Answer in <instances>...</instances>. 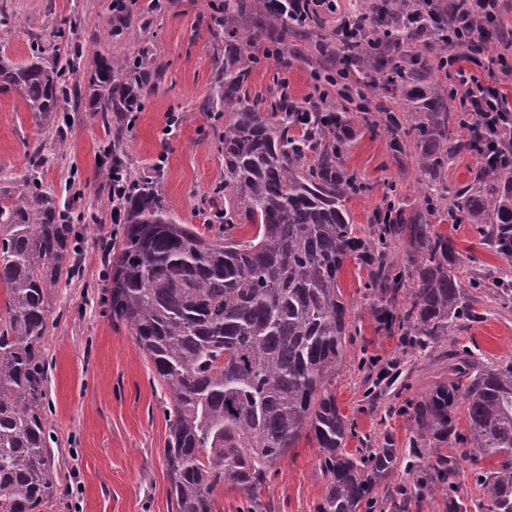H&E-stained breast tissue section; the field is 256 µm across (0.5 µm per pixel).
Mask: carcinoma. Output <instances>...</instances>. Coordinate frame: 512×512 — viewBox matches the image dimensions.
<instances>
[{
	"mask_svg": "<svg viewBox=\"0 0 512 512\" xmlns=\"http://www.w3.org/2000/svg\"><path fill=\"white\" fill-rule=\"evenodd\" d=\"M268 2L281 38L266 54H285L288 34L305 23L289 0ZM385 2L382 15L357 19L352 53L414 93L404 118L366 112L362 129L383 131L400 148L412 146L418 199L392 185L368 227H357L348 202L370 186L345 168L354 140L348 113L325 112L312 100L297 103L286 93L263 112L249 103L244 87L259 58L250 53L255 36L242 31L240 19L250 0H237L214 18L224 34L217 92L224 182L209 194L206 224L221 220L223 232L179 223L165 209L155 178L126 169L124 222L105 246L101 304L112 323L128 329L166 392L165 461L176 512H214L221 488L243 496L244 512H263V490L304 432L314 435L326 481L315 512H409L437 490L448 494V512H469L456 485V459L439 451L459 441L474 458L499 464L480 477L478 512H512V358L476 367L460 358L448 366L447 380L404 401L410 447L436 449L434 474L415 461L406 482L384 487L399 449L386 442L346 451L355 425L336 400L335 381L352 335L339 286L347 262L368 267L364 288L379 329L421 351L479 317L478 296L459 276L461 259L433 224H474L481 244L512 262V177L480 158L470 183L449 187L452 157L475 150L472 141L457 138L474 117L415 85L420 72L382 53L383 44L406 42L416 29L448 45V13L432 0ZM80 57L75 48L49 62L36 50L19 64L0 54V93L19 96L49 131L71 120L58 112ZM145 76L138 63L105 66L103 79L121 94L100 99L104 123L110 112L130 111ZM122 152L116 137L101 166L105 181ZM39 167L31 158L17 197L0 189V512H51L58 499L44 336L55 288L77 273L81 232L68 216L75 198L58 202L43 189ZM242 224L255 228L251 239L234 238ZM401 243L408 249L403 265L390 259ZM486 293L512 302V281L497 280ZM461 399L464 435L457 421Z\"/></svg>",
	"mask_w": 512,
	"mask_h": 512,
	"instance_id": "carcinoma-1",
	"label": "carcinoma"
}]
</instances>
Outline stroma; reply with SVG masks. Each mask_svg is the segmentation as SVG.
<instances>
[{"label": "stroma", "instance_id": "1", "mask_svg": "<svg viewBox=\"0 0 512 512\" xmlns=\"http://www.w3.org/2000/svg\"><path fill=\"white\" fill-rule=\"evenodd\" d=\"M371 2L335 0L331 7L319 8L316 30L289 34L287 55L268 59L264 53L273 45L276 24L270 8L256 0L253 13L242 20L257 34L256 52L264 57L246 84L250 101L275 99L284 90L298 102L310 98L325 108L359 111V103L344 102L341 85L317 83L314 75L357 72L356 64L341 60L336 27ZM223 3L164 0L155 10L148 0H137L119 15L112 0H0V10L14 24L5 48L13 61L26 62L34 44L50 54L77 44L98 56L94 62L82 60L70 77L79 96L64 102L74 120L62 125L59 135L46 136L19 97L0 93V186H17L31 155L39 154L44 187L61 196L76 185L80 196L72 212L89 226L80 253L84 275L56 290L45 336L51 421L60 448L54 478L61 495L53 512H176L164 456V392L128 330L114 326L99 303L103 245L113 229L100 159L109 142L107 127H122L128 166L138 174L157 176L167 206L181 223L199 224L209 192L224 179L219 141L224 115L213 102L224 44L214 39L211 23ZM409 50L414 69L439 92H448L452 81L440 65L444 50L425 35L415 36ZM494 53L499 63L489 64L481 54L469 68L512 96V46L495 44ZM114 58L144 60L149 73L131 123L116 113L103 118L95 101L96 95L112 90L110 82L101 80L98 66ZM173 118L178 121L174 128L169 125ZM344 163L371 187L349 203L356 224H368L389 184H397L407 196L415 194L418 173L411 151L398 148L387 135H360ZM434 230L453 241L464 280H512V264L480 245L473 225L442 223ZM366 277L365 269L353 263L340 275L342 296L357 329L347 344L336 388L339 405L356 426L346 449L355 452L364 439L377 445L388 435L405 451L412 430L397 412L402 401L420 397L447 377L450 352L463 350L479 360L512 356V310L482 297L480 322L422 352L408 347L402 337L378 330L365 298ZM364 356L392 362L389 375L380 377L376 368L360 365ZM452 452L459 460L461 495L469 503L479 502L482 489L476 476L496 467V460H473L462 443ZM319 456L314 437H301L263 492L273 512H315L326 488Z\"/></svg>", "mask_w": 512, "mask_h": 512}]
</instances>
